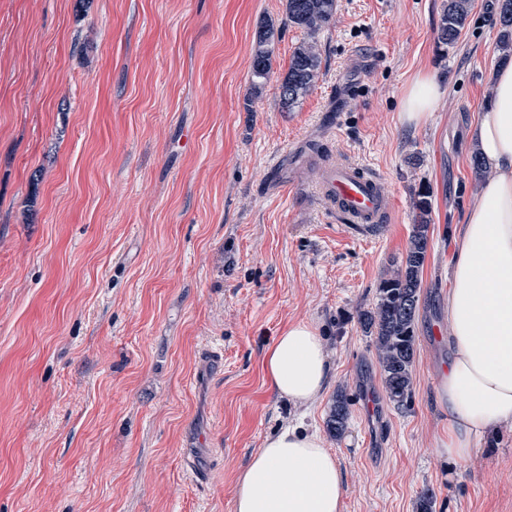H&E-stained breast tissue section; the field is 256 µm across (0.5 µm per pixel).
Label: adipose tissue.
Returning a JSON list of instances; mask_svg holds the SVG:
<instances>
[{"mask_svg":"<svg viewBox=\"0 0 512 512\" xmlns=\"http://www.w3.org/2000/svg\"><path fill=\"white\" fill-rule=\"evenodd\" d=\"M443 91L431 75L407 90L401 119L426 121ZM486 165L465 222L453 231L448 290L452 354L440 400L451 423L446 450L469 459L476 441L512 426V61L492 76L491 99L473 130ZM263 368L273 392L297 406L319 398L330 366L317 328L292 324L275 337ZM335 455L314 433L286 427L268 437L241 473L234 512H343Z\"/></svg>","mask_w":512,"mask_h":512,"instance_id":"ef3b65f1","label":"adipose tissue"}]
</instances>
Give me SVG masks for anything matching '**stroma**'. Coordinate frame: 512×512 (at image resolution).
<instances>
[{
  "instance_id": "stroma-1",
  "label": "stroma",
  "mask_w": 512,
  "mask_h": 512,
  "mask_svg": "<svg viewBox=\"0 0 512 512\" xmlns=\"http://www.w3.org/2000/svg\"><path fill=\"white\" fill-rule=\"evenodd\" d=\"M444 0H338L322 74L278 87L306 33L285 0H0V512H233L237 478L285 426L318 433L344 512H512V428L449 458L450 227L478 179L469 131L491 95L499 0L457 42ZM282 29L251 90L256 30ZM445 89L401 122L417 75ZM379 175L389 224L345 232L319 166ZM430 187L412 398L391 404L361 311L399 265ZM314 323L331 373L299 408L262 367ZM345 431L326 422L337 394Z\"/></svg>"
}]
</instances>
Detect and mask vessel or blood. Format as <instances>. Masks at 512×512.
<instances>
[{
    "mask_svg": "<svg viewBox=\"0 0 512 512\" xmlns=\"http://www.w3.org/2000/svg\"><path fill=\"white\" fill-rule=\"evenodd\" d=\"M317 193L326 209L355 232L372 231L392 214V202L379 178L355 163L328 166L319 178Z\"/></svg>",
    "mask_w": 512,
    "mask_h": 512,
    "instance_id": "obj_1",
    "label": "vessel or blood"
}]
</instances>
